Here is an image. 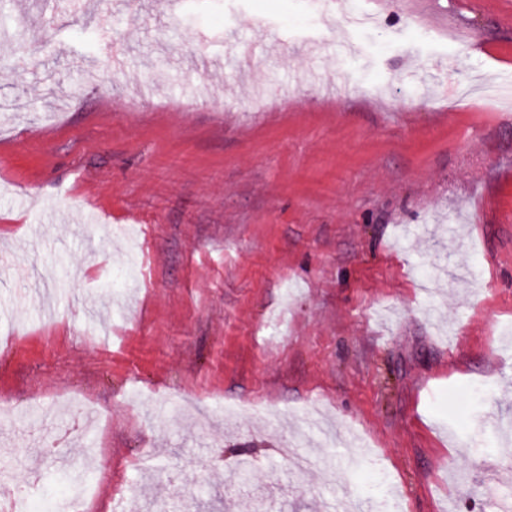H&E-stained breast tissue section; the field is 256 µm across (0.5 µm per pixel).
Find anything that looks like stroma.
<instances>
[{
    "mask_svg": "<svg viewBox=\"0 0 512 512\" xmlns=\"http://www.w3.org/2000/svg\"><path fill=\"white\" fill-rule=\"evenodd\" d=\"M81 2L0 0V474L512 512V0Z\"/></svg>",
    "mask_w": 512,
    "mask_h": 512,
    "instance_id": "35a3bbf8",
    "label": "stroma"
}]
</instances>
